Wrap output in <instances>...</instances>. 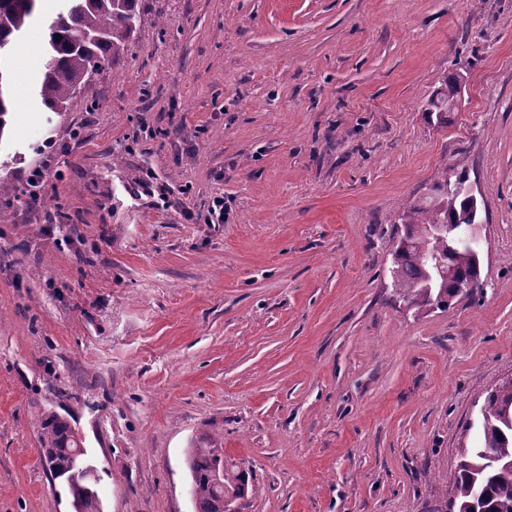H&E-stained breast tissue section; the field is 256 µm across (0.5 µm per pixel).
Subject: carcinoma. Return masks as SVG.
<instances>
[{
	"mask_svg": "<svg viewBox=\"0 0 512 512\" xmlns=\"http://www.w3.org/2000/svg\"><path fill=\"white\" fill-rule=\"evenodd\" d=\"M42 0H0V59L23 35L37 16ZM63 7L47 24L48 60L34 82L37 101L52 112L85 104L83 88L92 75L103 71L127 47L140 14L136 0H63ZM448 94L433 97L429 116L448 122ZM14 104L10 73L0 66V140L7 115ZM464 173L448 168L423 199L410 204L405 233L389 269L393 292L409 309L418 312L447 309L448 299L461 296V287L482 283L480 263L465 260L469 244L456 240V252L448 253V237L432 240L436 224L458 228L479 221L467 195L448 191V185L464 184ZM448 266V288L425 287L433 255ZM40 462L50 475L66 479L77 512H100L92 484L96 476L73 478L68 470L72 455L82 442L70 423L54 411L37 415ZM224 438L206 436L188 450L192 497L197 512H221L224 489L239 496L248 493V480L234 467L224 466ZM454 492L446 512H512V379L490 392L482 405L481 446L459 448Z\"/></svg>",
	"mask_w": 512,
	"mask_h": 512,
	"instance_id": "cac0c4a2",
	"label": "carcinoma"
}]
</instances>
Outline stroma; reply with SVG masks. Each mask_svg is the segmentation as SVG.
I'll return each mask as SVG.
<instances>
[{"label": "stroma", "mask_w": 512, "mask_h": 512, "mask_svg": "<svg viewBox=\"0 0 512 512\" xmlns=\"http://www.w3.org/2000/svg\"><path fill=\"white\" fill-rule=\"evenodd\" d=\"M138 9L89 108L34 100L44 20L8 58L0 160L19 188L41 170L48 201L0 192V512H74L41 410L78 431L101 512H195L203 434L247 470L239 512H443L512 378V0ZM449 166L477 196L485 288L417 313L389 269ZM448 102V108L446 104ZM459 106V99L457 95H449L448 92L437 94L433 97L428 104L426 111L432 118L435 115L436 121L439 124L448 122V112H453ZM446 115V117H445Z\"/></svg>", "instance_id": "obj_1"}]
</instances>
